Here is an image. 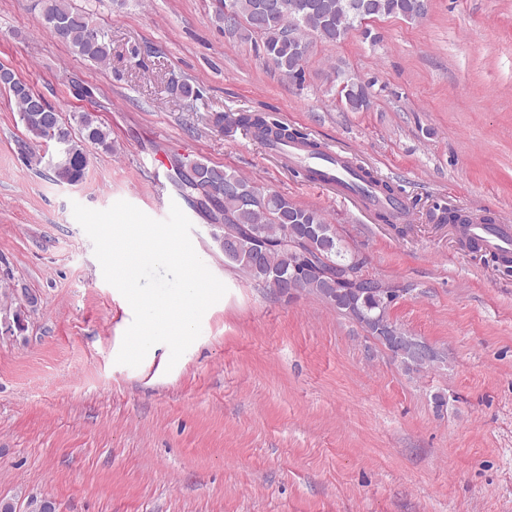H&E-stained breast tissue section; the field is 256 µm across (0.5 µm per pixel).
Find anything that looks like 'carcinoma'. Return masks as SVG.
I'll return each mask as SVG.
<instances>
[{"label": "carcinoma", "instance_id": "cac0c4a2", "mask_svg": "<svg viewBox=\"0 0 512 512\" xmlns=\"http://www.w3.org/2000/svg\"><path fill=\"white\" fill-rule=\"evenodd\" d=\"M224 0L230 13L219 11L215 21L229 35L248 40L254 35L263 39L265 53L273 56L275 67L286 77L302 76L303 64L309 52L308 36L315 35L320 42L336 44L350 31L367 23L370 18L398 17L415 21L426 15L417 7V0ZM42 27L53 32V27L63 28V40L84 59L102 65L111 58V43L105 31L96 29L91 34L89 17L73 10L67 0H44ZM0 84L8 91L19 107L20 121L33 141H53L57 152L49 161L59 182H79L88 165L85 146L97 145L112 150L110 130L91 112H81L74 117L80 135L65 139L54 137L49 131L47 117L52 116L59 125L62 117L51 106L43 107L36 93L14 71L0 76ZM341 93L348 109L358 112L368 105L365 85L356 77L343 82ZM214 126L224 124L240 127L260 141L274 138L279 141H301L312 150L318 145L306 142L303 134L290 132L285 127L268 120L262 113H241L236 117L222 114L212 118ZM193 169L178 171V186L186 199L203 194L224 212L227 220L254 231V236L241 245L237 252L224 255V264L239 271L248 279L269 289L275 295L283 294L284 278L302 273L301 291L329 303L337 312L357 322L368 335L389 351L391 357L406 370L432 367L442 359L436 348L431 356L419 354L418 345L423 339L408 333L391 317L397 300L416 290L412 283L396 284L377 280V288H361L347 297H329L330 285L322 278L302 272V259L308 253H318L326 265H342L349 269V276H363V260L350 253L337 236L336 227L326 221L316 210L302 207L276 192L266 191L257 202L245 198L257 189L250 180L233 171L211 165L201 160L192 161ZM358 177L374 183L387 200L398 199L396 188L376 178L362 166H357ZM265 249V260H254V251ZM35 299L25 298L13 313V326L18 333L26 330L30 313L35 311Z\"/></svg>", "mask_w": 512, "mask_h": 512}]
</instances>
